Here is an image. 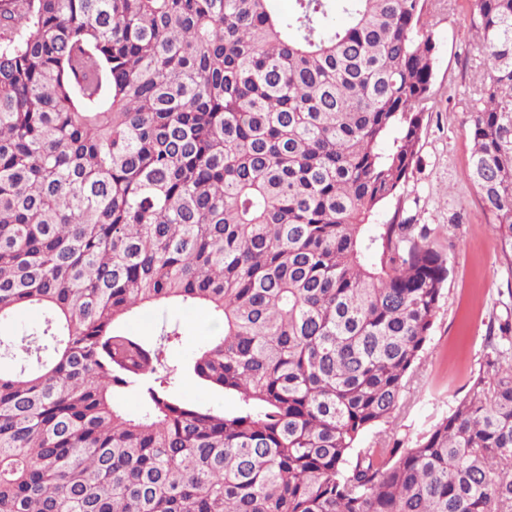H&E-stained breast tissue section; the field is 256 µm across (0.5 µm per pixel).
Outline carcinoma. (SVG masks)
I'll use <instances>...</instances> for the list:
<instances>
[{"label": "carcinoma", "mask_w": 512, "mask_h": 512, "mask_svg": "<svg viewBox=\"0 0 512 512\" xmlns=\"http://www.w3.org/2000/svg\"><path fill=\"white\" fill-rule=\"evenodd\" d=\"M293 2L0 5V512H512L507 325L413 447H358L448 277L425 229L370 223L418 158L425 0ZM469 22L468 177L512 265V0ZM194 305L222 330L186 366L179 324L127 331ZM185 371L239 409L176 397Z\"/></svg>", "instance_id": "1"}]
</instances>
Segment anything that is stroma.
Returning a JSON list of instances; mask_svg holds the SVG:
<instances>
[{"label": "stroma", "mask_w": 512, "mask_h": 512, "mask_svg": "<svg viewBox=\"0 0 512 512\" xmlns=\"http://www.w3.org/2000/svg\"><path fill=\"white\" fill-rule=\"evenodd\" d=\"M437 53L429 112L420 135L418 161L405 185L374 215L426 226L429 241L449 257L431 339L409 378L404 405L395 418L366 430L361 446L374 442L403 448L446 416L484 368V336L491 326L512 324V269L503 263L475 186L467 177L471 144L463 125L476 104L483 77L479 39L469 23V0H426ZM177 320L183 336L172 362H184L218 334L202 307L148 310L128 330L155 340L162 322Z\"/></svg>", "instance_id": "35a3bbf8"}]
</instances>
